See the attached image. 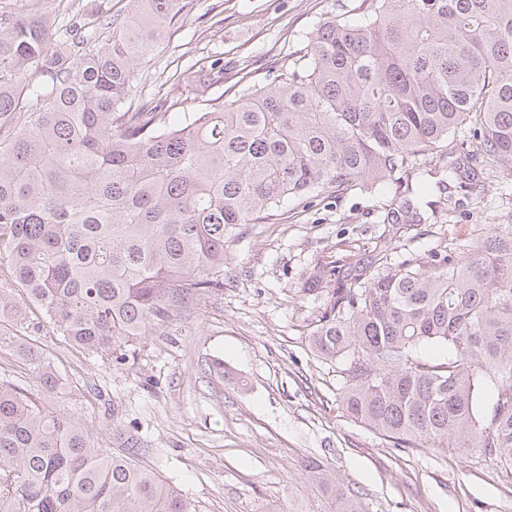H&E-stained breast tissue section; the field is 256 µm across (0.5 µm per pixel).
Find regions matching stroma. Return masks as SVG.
<instances>
[{
    "label": "stroma",
    "instance_id": "stroma-1",
    "mask_svg": "<svg viewBox=\"0 0 512 512\" xmlns=\"http://www.w3.org/2000/svg\"><path fill=\"white\" fill-rule=\"evenodd\" d=\"M185 8L139 66L137 100L150 106L177 95L183 72L205 58L224 60L225 97L264 82L288 65L304 36L331 15L360 13L363 0H183ZM125 16L127 0H0V16H51L56 30L91 11ZM403 187L382 198L332 195L291 200L277 216L239 226L224 263V285L190 294L145 336L89 355L54 332L44 312L0 319L67 381L43 396L30 365L0 348V380L49 410L75 414L98 447L124 453L138 440L141 462L177 487L195 512H327L303 464L320 460L366 512H512V463L480 448L424 440L397 447L349 417L340 405L347 360L312 350L307 333L317 303L304 292L320 262L350 252L427 253L467 238L473 224L512 220V176L490 183L481 199H462L437 221L387 223Z\"/></svg>",
    "mask_w": 512,
    "mask_h": 512
}]
</instances>
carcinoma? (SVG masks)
<instances>
[{"label":"carcinoma","mask_w":512,"mask_h":512,"mask_svg":"<svg viewBox=\"0 0 512 512\" xmlns=\"http://www.w3.org/2000/svg\"><path fill=\"white\" fill-rule=\"evenodd\" d=\"M130 2L102 37L96 14L60 41L46 15L0 18V262L87 353L221 287L237 226L289 199L404 183L414 220L416 200L435 214L512 173V0H367L265 82L224 98L218 57L152 108L135 103L137 66L180 0ZM306 285L323 300L312 349L350 357V417L512 462V224L486 225L466 252L322 263ZM12 343L43 392L65 390L48 359ZM426 345L451 356L424 360ZM138 451L133 439L110 455L75 415L0 382V512H192ZM305 470L330 512H365L320 461Z\"/></svg>","instance_id":"carcinoma-1"}]
</instances>
